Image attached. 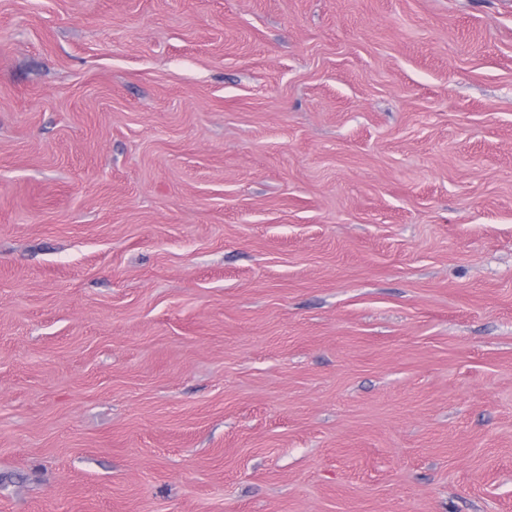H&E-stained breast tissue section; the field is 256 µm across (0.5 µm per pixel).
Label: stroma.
<instances>
[{
    "label": "stroma",
    "mask_w": 512,
    "mask_h": 512,
    "mask_svg": "<svg viewBox=\"0 0 512 512\" xmlns=\"http://www.w3.org/2000/svg\"><path fill=\"white\" fill-rule=\"evenodd\" d=\"M0 512H512V0H0Z\"/></svg>",
    "instance_id": "obj_1"
}]
</instances>
